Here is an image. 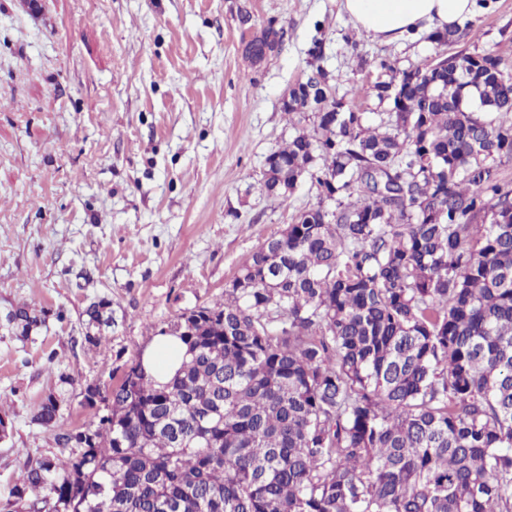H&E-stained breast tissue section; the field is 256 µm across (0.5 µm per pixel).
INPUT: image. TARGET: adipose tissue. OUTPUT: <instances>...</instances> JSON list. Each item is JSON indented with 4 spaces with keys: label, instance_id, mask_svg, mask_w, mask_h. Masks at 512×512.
<instances>
[{
    "label": "adipose tissue",
    "instance_id": "adipose-tissue-1",
    "mask_svg": "<svg viewBox=\"0 0 512 512\" xmlns=\"http://www.w3.org/2000/svg\"><path fill=\"white\" fill-rule=\"evenodd\" d=\"M343 7L359 32L376 41L410 36L424 29H442L459 23L477 10L476 0H343ZM184 355L181 341L157 335L145 348V369L163 382L179 368Z\"/></svg>",
    "mask_w": 512,
    "mask_h": 512
}]
</instances>
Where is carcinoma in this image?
I'll return each instance as SVG.
<instances>
[{
  "mask_svg": "<svg viewBox=\"0 0 512 512\" xmlns=\"http://www.w3.org/2000/svg\"><path fill=\"white\" fill-rule=\"evenodd\" d=\"M478 20L379 63L374 125L319 67L289 88L262 187L308 179L317 204L165 330L187 346L167 382L138 361L72 427L44 393L33 421L74 448L26 457L0 512H512V70L447 52ZM49 316L7 322L24 341Z\"/></svg>",
  "mask_w": 512,
  "mask_h": 512,
  "instance_id": "carcinoma-1",
  "label": "carcinoma"
}]
</instances>
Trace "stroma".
<instances>
[{
  "label": "stroma",
  "mask_w": 512,
  "mask_h": 512,
  "mask_svg": "<svg viewBox=\"0 0 512 512\" xmlns=\"http://www.w3.org/2000/svg\"><path fill=\"white\" fill-rule=\"evenodd\" d=\"M271 20L284 42L251 62L244 43ZM467 46L512 68V0L483 13ZM433 51L421 33L371 41L341 0H0V324L23 304L52 311L32 343L0 327V411L13 420L0 499L26 456L57 448L31 417L60 377V422L81 424L86 384L120 383L179 314L223 304L242 263L316 205L307 181L262 188L267 156L294 134L288 88L321 66L372 117L391 107L370 90L378 61L402 70ZM99 299L112 326L92 347ZM104 308L105 304L103 303H93L86 310L88 319L86 323L85 336L83 337L85 342L88 344L98 345L105 339V336H102L100 332V327L103 323H106L107 325L111 318L108 316L104 319Z\"/></svg>",
  "instance_id": "stroma-1"
}]
</instances>
